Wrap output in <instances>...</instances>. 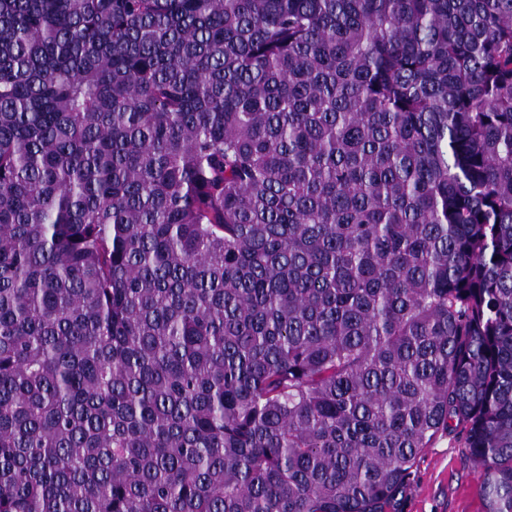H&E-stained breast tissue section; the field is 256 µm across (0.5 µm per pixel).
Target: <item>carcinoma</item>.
Segmentation results:
<instances>
[{
  "mask_svg": "<svg viewBox=\"0 0 512 512\" xmlns=\"http://www.w3.org/2000/svg\"><path fill=\"white\" fill-rule=\"evenodd\" d=\"M512 512V0H0V512ZM481 469L468 457L459 437L438 438L414 467L404 512H486Z\"/></svg>",
  "mask_w": 512,
  "mask_h": 512,
  "instance_id": "carcinoma-1",
  "label": "carcinoma"
}]
</instances>
